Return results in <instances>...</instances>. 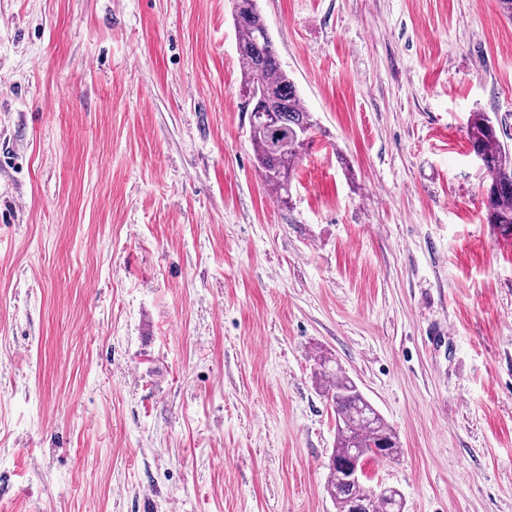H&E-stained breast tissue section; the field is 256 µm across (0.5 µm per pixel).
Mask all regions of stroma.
<instances>
[{
	"mask_svg": "<svg viewBox=\"0 0 512 512\" xmlns=\"http://www.w3.org/2000/svg\"><path fill=\"white\" fill-rule=\"evenodd\" d=\"M317 122L260 176L229 0H0V512H336L318 357L406 512H512L497 0H259ZM467 134L490 179L485 200L487 222L495 224L502 235L512 236V154L501 144L495 124L484 112L471 116Z\"/></svg>",
	"mask_w": 512,
	"mask_h": 512,
	"instance_id": "obj_1",
	"label": "stroma"
}]
</instances>
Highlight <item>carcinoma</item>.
<instances>
[{
  "label": "carcinoma",
  "mask_w": 512,
  "mask_h": 512,
  "mask_svg": "<svg viewBox=\"0 0 512 512\" xmlns=\"http://www.w3.org/2000/svg\"><path fill=\"white\" fill-rule=\"evenodd\" d=\"M232 19L241 64L240 91L262 88L280 109L274 124H250V142L264 184L284 204L291 199L295 166L316 127L295 82L282 68L268 28L261 18L258 0H231ZM472 151L480 156L490 179L486 189V219L504 236H512V152L500 142L493 121L483 112L471 116L467 129ZM321 390L335 413L336 443L328 463L326 492L336 512H348L350 500H370V512H405L401 492L394 486L372 496V482L351 485L345 481L343 463L368 458L367 449L398 436L358 385L341 367L317 362Z\"/></svg>",
  "instance_id": "carcinoma-1"
}]
</instances>
